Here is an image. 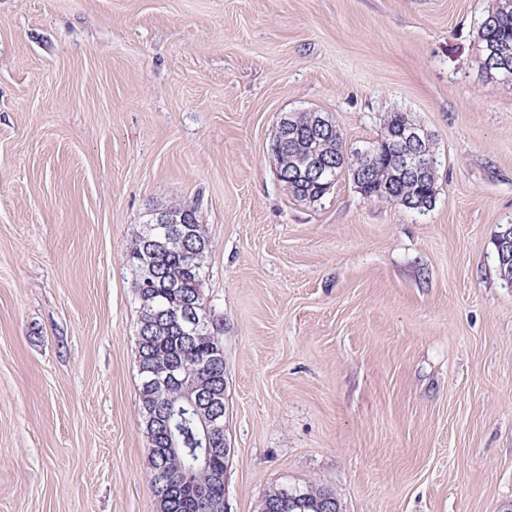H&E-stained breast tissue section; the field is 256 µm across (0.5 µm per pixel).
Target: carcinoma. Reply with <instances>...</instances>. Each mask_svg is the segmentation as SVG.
Listing matches in <instances>:
<instances>
[{
	"instance_id": "cac0c4a2",
	"label": "carcinoma",
	"mask_w": 512,
	"mask_h": 512,
	"mask_svg": "<svg viewBox=\"0 0 512 512\" xmlns=\"http://www.w3.org/2000/svg\"><path fill=\"white\" fill-rule=\"evenodd\" d=\"M478 41L483 57L493 49L506 54L508 73L512 75V6L502 7L495 0L478 25ZM301 141L280 151V168L292 176L296 160L314 149L324 160L336 157L340 150L342 131L337 129L323 137V143L313 146V129L306 116L298 113ZM410 114L404 111L387 113L383 133L372 144L379 147V157L368 173L366 193L374 200H392L410 210L431 204L437 195V180L430 176L406 175L395 177L393 138ZM288 192L302 201L315 202L330 187L321 181L290 182ZM183 223L175 228L185 234L176 248L158 249L152 255L157 266L158 280L176 282L174 288H146L138 290L139 318L137 337L138 365L141 377L148 380L165 375L171 361L184 363L181 375L170 379L161 391L140 388V413L147 418L155 411L165 421L146 427L149 447L160 457L151 461L150 483L157 499L159 512H224L226 475L229 456L224 454V433L205 439L198 427L197 412L188 404V384L202 383L210 388L224 390L226 365L218 336L212 322L202 329H193L182 322H164V312L181 297H194L201 302L203 280L206 278L205 256H195L197 240L203 235L198 224L196 208L190 204L178 205ZM145 231H140L129 250L130 266L146 257L143 246ZM185 477L195 486L177 487ZM332 503L334 512H341L336 495L329 489L314 485H284L270 490L260 504V512H326V503Z\"/></svg>"
}]
</instances>
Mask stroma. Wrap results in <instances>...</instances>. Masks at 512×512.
<instances>
[{
  "label": "stroma",
  "instance_id": "1",
  "mask_svg": "<svg viewBox=\"0 0 512 512\" xmlns=\"http://www.w3.org/2000/svg\"><path fill=\"white\" fill-rule=\"evenodd\" d=\"M492 0H0V512H158L125 254L190 203L224 348L230 512L288 483L343 512L512 507V80ZM431 133L417 212L350 175L295 199L285 112ZM503 0H495L491 9L482 17L478 25V41L481 43V52L483 56V67L490 79H503L504 75L500 72L492 71L488 73L485 68L484 60L490 55L491 49L499 50L506 54L508 66L502 68L503 73L512 76V0L505 1V7L502 8ZM511 6V7H509ZM510 67V70H506ZM493 75V76H491Z\"/></svg>",
  "mask_w": 512,
  "mask_h": 512
}]
</instances>
